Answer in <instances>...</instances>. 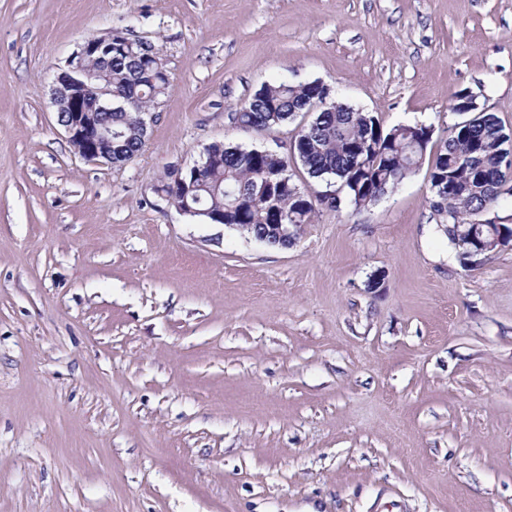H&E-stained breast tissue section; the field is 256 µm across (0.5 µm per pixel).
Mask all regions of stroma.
<instances>
[{"mask_svg": "<svg viewBox=\"0 0 512 512\" xmlns=\"http://www.w3.org/2000/svg\"><path fill=\"white\" fill-rule=\"evenodd\" d=\"M152 41L170 88L119 165L49 95L84 38ZM318 80L381 125L512 130V0H0V512H512V249L463 267L431 160L272 247L163 190L232 112Z\"/></svg>", "mask_w": 512, "mask_h": 512, "instance_id": "1", "label": "stroma"}]
</instances>
